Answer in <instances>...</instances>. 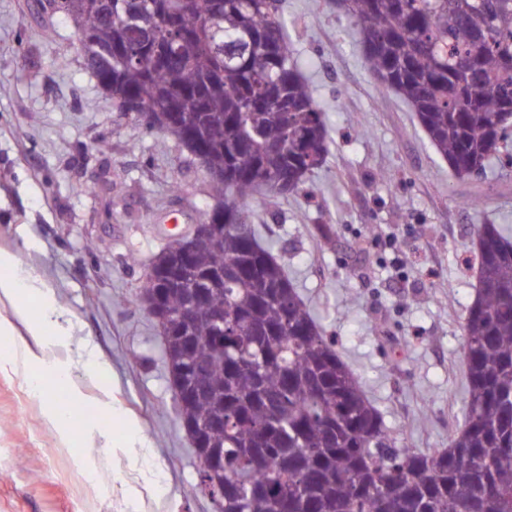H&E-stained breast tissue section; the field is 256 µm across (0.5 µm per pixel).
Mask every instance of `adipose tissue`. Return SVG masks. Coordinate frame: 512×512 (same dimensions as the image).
Wrapping results in <instances>:
<instances>
[{
	"mask_svg": "<svg viewBox=\"0 0 512 512\" xmlns=\"http://www.w3.org/2000/svg\"><path fill=\"white\" fill-rule=\"evenodd\" d=\"M0 366L22 369L27 377L68 383L65 363L52 356V349L70 334L72 318L57 303L45 278L33 268H23L15 253L0 249ZM24 322L33 344L17 342L16 322Z\"/></svg>",
	"mask_w": 512,
	"mask_h": 512,
	"instance_id": "ef3b65f1",
	"label": "adipose tissue"
}]
</instances>
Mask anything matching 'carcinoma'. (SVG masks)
Masks as SVG:
<instances>
[{"label":"carcinoma","instance_id":"obj_1","mask_svg":"<svg viewBox=\"0 0 512 512\" xmlns=\"http://www.w3.org/2000/svg\"><path fill=\"white\" fill-rule=\"evenodd\" d=\"M104 0H70L75 30L130 52L85 60L122 99L177 100L198 130L202 163L224 171V239L199 240L193 267L224 274L195 302L192 282L166 291L200 342L205 389L182 413L222 419L207 437L224 457L217 512H512V240L478 230V286L463 325L464 425L432 455L396 446L360 380L316 323L285 267L249 223L255 196L294 192L324 162L327 126L284 33L280 0L129 2L121 28ZM363 35L367 69L417 112L458 177L506 148L512 119V0H336ZM178 39L158 35L169 23ZM168 47H163V44ZM224 311V335L209 310Z\"/></svg>","mask_w":512,"mask_h":512}]
</instances>
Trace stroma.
<instances>
[{
  "label": "stroma",
  "mask_w": 512,
  "mask_h": 512,
  "mask_svg": "<svg viewBox=\"0 0 512 512\" xmlns=\"http://www.w3.org/2000/svg\"><path fill=\"white\" fill-rule=\"evenodd\" d=\"M0 0V247L36 268L72 315L78 410L121 417L96 439L93 491L46 423L26 376L0 368V512H216L176 409L159 330L139 297L159 251L212 208L211 181L177 140L115 110L64 15ZM285 30L328 128L298 191L257 196L250 221L381 411L396 444L448 447L464 421L467 265L481 224L512 226V167L458 178L416 113L366 68L358 28L332 0H282ZM367 136H358L359 128ZM386 181H379V173ZM480 194L478 206L461 204ZM333 228L323 238L320 225ZM93 350L106 377L79 365ZM131 420L148 448L129 447Z\"/></svg>",
  "instance_id": "stroma-1"
}]
</instances>
